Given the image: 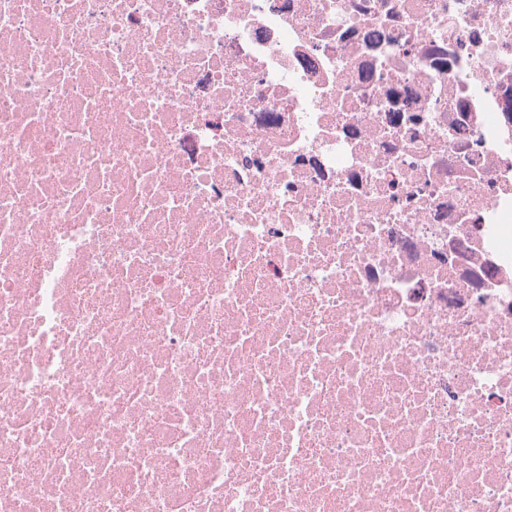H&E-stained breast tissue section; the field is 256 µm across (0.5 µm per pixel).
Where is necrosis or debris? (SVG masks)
Here are the masks:
<instances>
[{"instance_id":"necrosis-or-debris-1","label":"necrosis or debris","mask_w":512,"mask_h":512,"mask_svg":"<svg viewBox=\"0 0 512 512\" xmlns=\"http://www.w3.org/2000/svg\"><path fill=\"white\" fill-rule=\"evenodd\" d=\"M0 512H512V0H0Z\"/></svg>"}]
</instances>
